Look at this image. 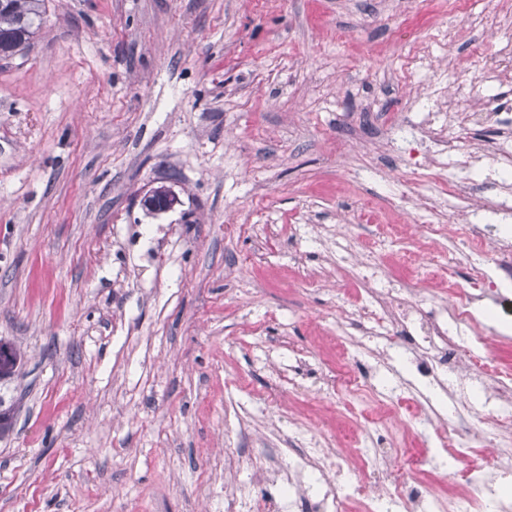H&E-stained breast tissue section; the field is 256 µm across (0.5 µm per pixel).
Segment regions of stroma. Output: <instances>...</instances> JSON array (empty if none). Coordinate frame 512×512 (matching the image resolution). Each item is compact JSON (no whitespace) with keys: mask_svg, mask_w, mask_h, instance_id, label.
<instances>
[{"mask_svg":"<svg viewBox=\"0 0 512 512\" xmlns=\"http://www.w3.org/2000/svg\"><path fill=\"white\" fill-rule=\"evenodd\" d=\"M30 47L0 60V339L21 355L0 381V512H227L228 448L287 462L290 421L326 418L327 448L364 421L290 350L322 369L352 347L340 306L393 286L452 305L453 284L493 268L512 228L508 195L480 163L444 156L489 211L452 284L407 252L442 257L432 185L413 178L435 150L414 88L451 87L481 66L512 12L498 0H47ZM414 25L433 68L406 70L395 30ZM454 24V43L441 28ZM398 109L394 129L374 118ZM165 183L180 202L147 214ZM373 269L344 266L378 227ZM468 342L512 369V333L484 316Z\"/></svg>","mask_w":512,"mask_h":512,"instance_id":"stroma-1","label":"stroma"}]
</instances>
